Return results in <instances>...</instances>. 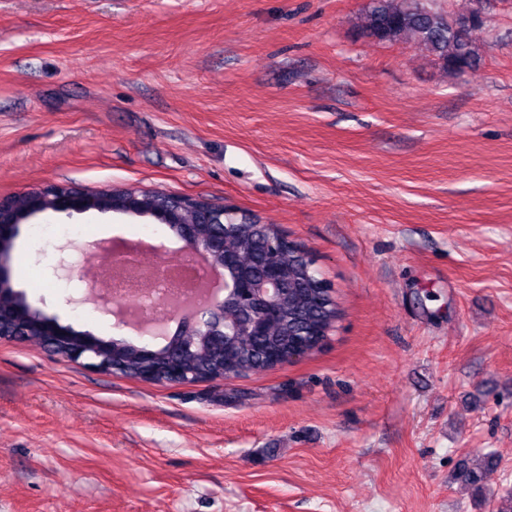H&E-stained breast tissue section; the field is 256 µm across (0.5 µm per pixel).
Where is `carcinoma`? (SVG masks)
<instances>
[{
    "label": "carcinoma",
    "instance_id": "carcinoma-1",
    "mask_svg": "<svg viewBox=\"0 0 512 512\" xmlns=\"http://www.w3.org/2000/svg\"><path fill=\"white\" fill-rule=\"evenodd\" d=\"M431 0H369L364 34L380 43L412 39L432 53L450 74L476 67L481 59L472 30L482 26L473 21L478 9L470 0L468 11L452 16L433 8ZM176 196L150 192L145 197L152 208L175 204ZM200 234L221 236L224 254L233 259L226 276L251 282L261 281L270 264L288 273V288L279 295L276 313L265 320L262 332L251 322L265 310L255 300L226 291L224 298V350L213 347L206 336H188L176 329L164 345L151 350L126 339H112L116 353L106 358L109 373L143 379L153 375L158 384L174 374L184 379L209 380L246 376L272 369V358L288 360L290 347L304 342L315 353L327 340L340 318V308L330 289L299 254L294 243L274 224H260L256 216H221L213 211L211 223L199 225ZM495 467V458L482 456L478 467H465L462 477L476 493L482 492L483 476Z\"/></svg>",
    "mask_w": 512,
    "mask_h": 512
}]
</instances>
